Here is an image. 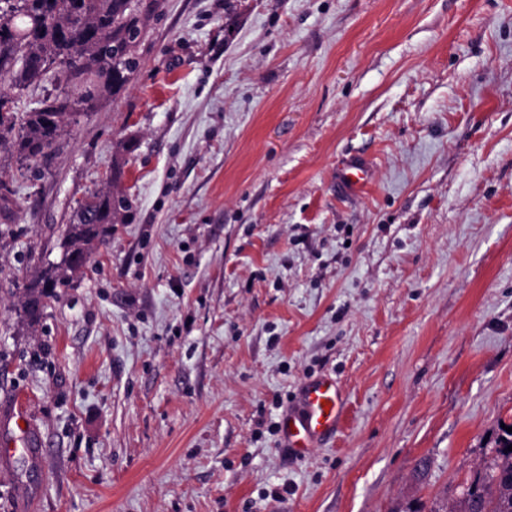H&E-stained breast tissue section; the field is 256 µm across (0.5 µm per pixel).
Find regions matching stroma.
<instances>
[{
    "mask_svg": "<svg viewBox=\"0 0 512 512\" xmlns=\"http://www.w3.org/2000/svg\"><path fill=\"white\" fill-rule=\"evenodd\" d=\"M138 55L36 169L0 148V402L47 444L0 512H453L512 423V0H160ZM321 372L347 413L297 460ZM368 174L369 166L364 158H347L339 169L340 187L348 193H355L363 188ZM128 207L118 189L90 194L80 200L76 207L77 219L67 228L62 262L41 279L40 288H26L23 309L30 319H38L44 298L50 297L56 288L65 287L81 271L92 251L104 242L112 224L122 220ZM345 405L343 392L332 375L306 381L299 391L297 405L281 416L279 427L284 447L296 458H305L314 445L336 434L346 413Z\"/></svg>",
    "mask_w": 512,
    "mask_h": 512,
    "instance_id": "stroma-1",
    "label": "stroma"
}]
</instances>
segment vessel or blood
<instances>
[{
    "label": "vessel or blood",
    "mask_w": 512,
    "mask_h": 512,
    "mask_svg": "<svg viewBox=\"0 0 512 512\" xmlns=\"http://www.w3.org/2000/svg\"><path fill=\"white\" fill-rule=\"evenodd\" d=\"M369 174L367 161L347 158L339 170L341 188L349 193L359 191ZM345 398L335 377L323 374L306 381L294 408L283 413L279 427L285 448L297 458H305L317 443L333 436L344 419ZM46 443L26 410L19 402L0 407V461H11L23 454L31 462H39Z\"/></svg>",
    "instance_id": "b4317fda"
}]
</instances>
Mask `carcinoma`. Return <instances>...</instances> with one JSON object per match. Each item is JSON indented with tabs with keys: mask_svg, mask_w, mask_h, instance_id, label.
Wrapping results in <instances>:
<instances>
[{
	"mask_svg": "<svg viewBox=\"0 0 512 512\" xmlns=\"http://www.w3.org/2000/svg\"><path fill=\"white\" fill-rule=\"evenodd\" d=\"M140 6L141 0H0V75L10 77L16 90H0V146L14 147L22 161L45 159L65 121L95 111L124 88L139 66ZM47 78L56 94L18 118V93ZM127 209L117 189L80 200L62 262L41 286L27 289L23 309L30 319H38L44 298L81 271ZM510 444L507 432L486 471L467 487L463 512H512Z\"/></svg>",
	"mask_w": 512,
	"mask_h": 512,
	"instance_id": "carcinoma-1",
	"label": "carcinoma"
}]
</instances>
